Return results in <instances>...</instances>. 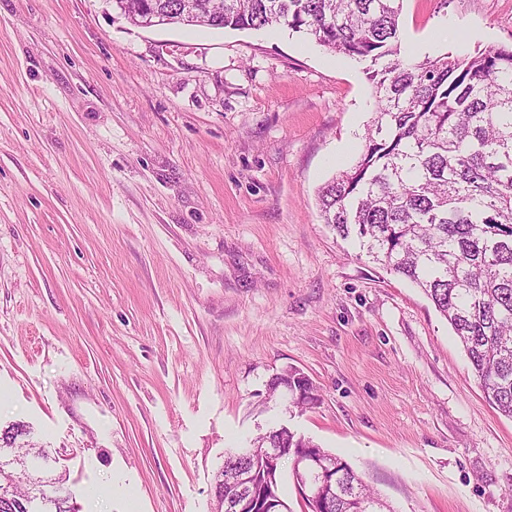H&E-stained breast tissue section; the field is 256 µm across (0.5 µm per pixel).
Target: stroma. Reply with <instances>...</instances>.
Instances as JSON below:
<instances>
[{"mask_svg": "<svg viewBox=\"0 0 512 512\" xmlns=\"http://www.w3.org/2000/svg\"><path fill=\"white\" fill-rule=\"evenodd\" d=\"M405 55L512 46V0H403ZM363 63L280 26L0 0V432L78 512H217L288 427L392 512H512V419L447 321L324 224L374 117ZM296 367L306 411L269 381ZM284 379L281 382V386L275 381V378L271 380L268 385L269 394H274L278 391L280 387H284L288 390V377L294 381V388L302 389V394L300 396H293L291 391L288 390L289 394H291L290 406L296 409H307L311 408L318 401L317 390L314 387L310 378L305 375L303 372L296 368H290L284 372Z\"/></svg>", "mask_w": 512, "mask_h": 512, "instance_id": "1", "label": "stroma"}]
</instances>
